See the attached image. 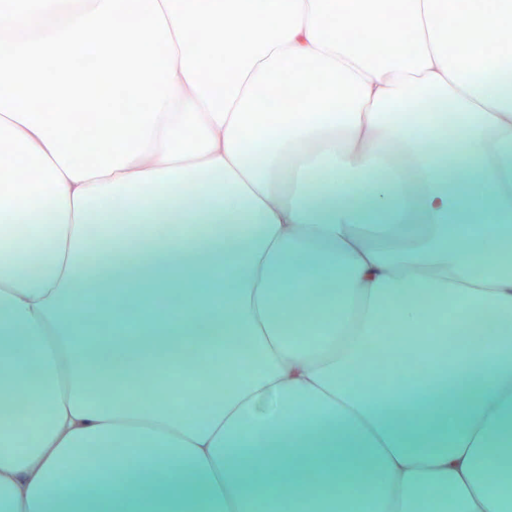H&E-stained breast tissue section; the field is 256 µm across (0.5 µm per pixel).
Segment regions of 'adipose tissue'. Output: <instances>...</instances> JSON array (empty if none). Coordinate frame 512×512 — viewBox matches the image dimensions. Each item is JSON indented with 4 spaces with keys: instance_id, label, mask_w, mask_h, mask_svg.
<instances>
[{
    "instance_id": "adipose-tissue-1",
    "label": "adipose tissue",
    "mask_w": 512,
    "mask_h": 512,
    "mask_svg": "<svg viewBox=\"0 0 512 512\" xmlns=\"http://www.w3.org/2000/svg\"><path fill=\"white\" fill-rule=\"evenodd\" d=\"M459 3L421 98L194 160L75 182L0 113V512H512V0Z\"/></svg>"
}]
</instances>
